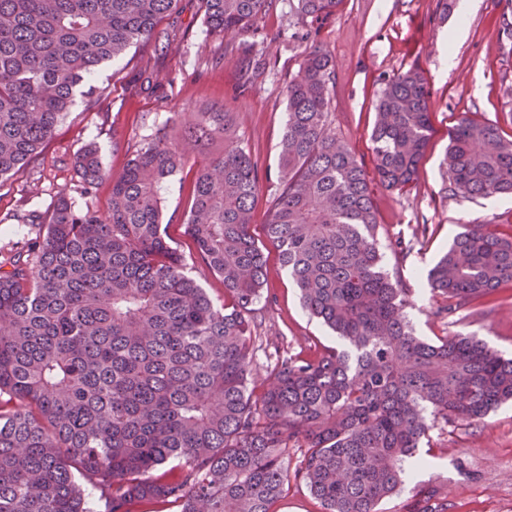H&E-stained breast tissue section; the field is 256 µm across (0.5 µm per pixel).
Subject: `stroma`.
Listing matches in <instances>:
<instances>
[{
	"instance_id": "stroma-1",
	"label": "stroma",
	"mask_w": 512,
	"mask_h": 512,
	"mask_svg": "<svg viewBox=\"0 0 512 512\" xmlns=\"http://www.w3.org/2000/svg\"><path fill=\"white\" fill-rule=\"evenodd\" d=\"M456 5L457 0H344L336 14L312 26L298 19L294 0H275L258 21L261 35L253 48L265 59V72L242 94L230 38L206 27L201 0H180L177 12L158 22L171 34L168 50L142 41L102 66L94 77L102 105L76 96L45 153L0 180V252L38 238L42 226L22 223L19 214H50L63 193L76 206L106 217L112 183L103 181L92 196L81 197L77 152L95 144L104 167L120 173L134 146L177 112L224 104L235 116L234 139L251 152L264 181L276 182L278 143L287 121L285 87L305 47L315 41L335 62L332 126L365 169L378 211L383 263L392 282L409 291L406 311L415 336L433 343L443 336L475 335L512 358V286L499 289L492 303L443 319L436 315L443 299L426 282L428 269L462 225L485 224L500 236H512V196L470 199L443 192L448 131L459 116L467 113L494 124L503 139L512 140V0H475L468 35L455 45L450 27ZM449 50L455 66L446 72L442 58ZM413 66L421 69L430 90V139L412 188L389 191L375 173L374 104L385 80ZM148 73L160 74L162 87L146 84ZM196 170L188 165L168 181L163 222L187 275L220 306L224 284L202 263L185 230ZM417 224L431 225V233L414 237ZM398 238L405 254L393 249ZM258 308V336L290 353L310 356L339 344L303 309L274 253L268 257ZM428 445V463L413 467L411 481L441 488L444 512H512V401L481 420L431 430Z\"/></svg>"
}]
</instances>
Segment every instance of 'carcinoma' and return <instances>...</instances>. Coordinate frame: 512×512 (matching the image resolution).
I'll use <instances>...</instances> for the list:
<instances>
[{
    "mask_svg": "<svg viewBox=\"0 0 512 512\" xmlns=\"http://www.w3.org/2000/svg\"><path fill=\"white\" fill-rule=\"evenodd\" d=\"M209 30L240 39V92L265 69L250 38L273 0H204ZM343 0H297L319 23ZM178 0H0V179L47 148L81 89L131 45L160 42ZM335 64L305 48L285 89L288 120L264 239L250 233L262 178L212 104L174 134L158 129L114 176L89 144L80 194L112 181L109 215L61 195L27 224L42 238L0 261V512H92L79 472L108 512H270L289 481L323 512H377L400 491L430 430L512 400V359L477 336L436 343L412 332L406 289L382 266L376 210L355 153L331 128ZM428 85L414 66L385 80L370 133L382 186L417 179L430 135ZM204 156L186 233L224 282L218 307L185 272L162 224L168 178ZM445 191L512 195V141L461 117L449 131ZM273 248L306 311L340 348L274 349L273 378L249 388L254 307ZM446 305L512 283V238L466 228L427 274ZM301 460L288 467V449ZM420 489L407 512H438Z\"/></svg>",
    "mask_w": 512,
    "mask_h": 512,
    "instance_id": "1",
    "label": "carcinoma"
}]
</instances>
